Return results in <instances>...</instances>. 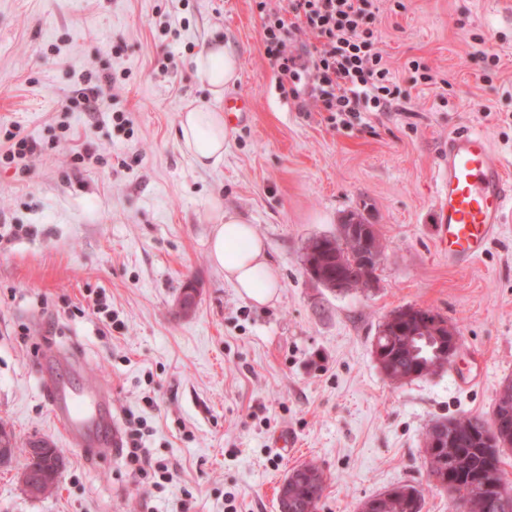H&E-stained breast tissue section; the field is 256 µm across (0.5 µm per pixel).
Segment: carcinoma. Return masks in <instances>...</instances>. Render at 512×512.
Segmentation results:
<instances>
[{"instance_id": "obj_1", "label": "carcinoma", "mask_w": 512, "mask_h": 512, "mask_svg": "<svg viewBox=\"0 0 512 512\" xmlns=\"http://www.w3.org/2000/svg\"><path fill=\"white\" fill-rule=\"evenodd\" d=\"M337 250L339 263H330L328 268L333 274L348 276L353 273V262L359 251V243L339 242ZM436 313L428 309H417L404 326L407 331L416 333V338L405 342V335L376 336L375 347L388 368L391 380L402 377L411 382L431 374L428 365L446 354L444 347L434 341V321ZM455 422L454 448H427L426 463L428 470L438 467L440 460L451 457L448 463V481L464 486H473L469 500V512H512V502L505 503L497 493L487 488V484L502 474L504 450L490 452L482 441V429L492 423L482 416L463 415L450 419ZM446 418L436 420V424L427 428L424 440L432 443L448 438V430L438 425L450 421ZM17 452L25 455V468L43 480L44 485L56 487L59 476L49 463V458L35 460L28 456V449L19 448ZM315 473L319 468L313 464L292 468L288 479V497H278L280 512H316L322 498L325 482L316 481L307 472ZM379 502L377 512H422L424 498L414 485L398 484L389 490L371 497Z\"/></svg>"}]
</instances>
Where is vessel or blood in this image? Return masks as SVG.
<instances>
[{"instance_id": "obj_1", "label": "vessel or blood", "mask_w": 512, "mask_h": 512, "mask_svg": "<svg viewBox=\"0 0 512 512\" xmlns=\"http://www.w3.org/2000/svg\"><path fill=\"white\" fill-rule=\"evenodd\" d=\"M252 109L247 95L224 99L229 121ZM436 180L438 244L447 251L449 265L464 269L484 255L512 215V183L505 178L502 164L494 160L488 137L471 130L449 135ZM44 386L50 391L53 417L72 445L82 447L100 439L112 416L110 402L75 390L63 377L45 380Z\"/></svg>"}]
</instances>
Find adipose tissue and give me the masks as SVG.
<instances>
[{"instance_id": "ef3b65f1", "label": "adipose tissue", "mask_w": 512, "mask_h": 512, "mask_svg": "<svg viewBox=\"0 0 512 512\" xmlns=\"http://www.w3.org/2000/svg\"><path fill=\"white\" fill-rule=\"evenodd\" d=\"M194 72L197 80L208 86L215 102L238 80V56L224 40H214L196 57ZM214 102L188 105L177 122L178 141L201 166L218 165L229 144L230 130ZM208 253L211 263L223 270L225 279L243 297L264 304L277 294L280 282L268 262L267 244L237 211L227 208L217 212Z\"/></svg>"}]
</instances>
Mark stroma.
Listing matches in <instances>:
<instances>
[{
    "instance_id": "1",
    "label": "stroma",
    "mask_w": 512,
    "mask_h": 512,
    "mask_svg": "<svg viewBox=\"0 0 512 512\" xmlns=\"http://www.w3.org/2000/svg\"><path fill=\"white\" fill-rule=\"evenodd\" d=\"M378 28L407 97L339 128L281 93L257 0H0V127L46 146L0 166V424L17 446L45 438L67 458L40 499L0 470V512H224L229 498L279 512L277 489L303 463L325 477L317 512H358L400 483L421 490L422 512H451L427 480L424 433L490 416L512 381V223L482 259L449 266L434 172L449 134L477 130L512 174V0H381ZM215 37L237 53L232 90L253 110L223 161L202 167L175 129L186 105L212 101L193 59ZM484 38L497 60L480 56ZM413 60L432 83H413ZM104 73L116 83L97 112L65 111ZM84 149L100 163H76ZM215 200L266 241L280 280L267 304L212 265ZM353 213L383 252L371 288L338 294L307 274L304 248ZM99 297L116 326L94 313ZM406 306L439 313L460 344L446 368L396 385L374 343ZM54 350L75 367L50 362ZM58 372L106 386L118 428L146 420L147 447L170 467L161 487H134L123 457L67 441L42 384Z\"/></svg>"
}]
</instances>
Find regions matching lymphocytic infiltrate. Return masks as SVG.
Listing matches in <instances>:
<instances>
[{"instance_id": "lymphocytic-infiltrate-1", "label": "lymphocytic infiltrate", "mask_w": 512, "mask_h": 512, "mask_svg": "<svg viewBox=\"0 0 512 512\" xmlns=\"http://www.w3.org/2000/svg\"><path fill=\"white\" fill-rule=\"evenodd\" d=\"M380 0H277L263 10L265 55L283 95L300 111L316 107L341 126L396 109L402 90L380 48ZM145 423L127 422L126 464L133 476L167 478L168 463L142 446Z\"/></svg>"}]
</instances>
